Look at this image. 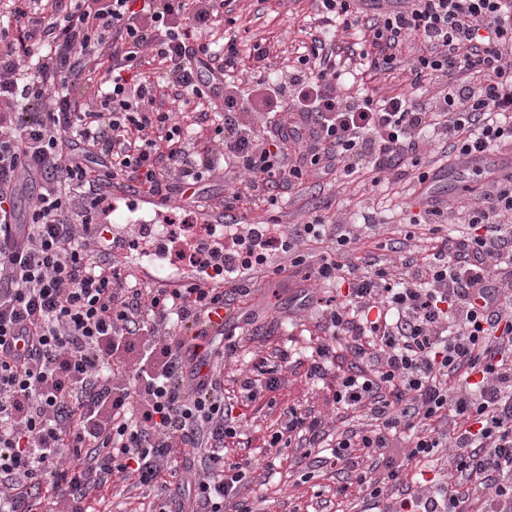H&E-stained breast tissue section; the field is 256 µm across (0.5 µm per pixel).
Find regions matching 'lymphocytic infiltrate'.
Returning a JSON list of instances; mask_svg holds the SVG:
<instances>
[{
	"label": "lymphocytic infiltrate",
	"mask_w": 512,
	"mask_h": 512,
	"mask_svg": "<svg viewBox=\"0 0 512 512\" xmlns=\"http://www.w3.org/2000/svg\"><path fill=\"white\" fill-rule=\"evenodd\" d=\"M223 6L10 0L0 26V512H32L34 498L46 512H105L113 482L167 486L188 448L204 450L202 471L154 512H258L242 495L252 461H225L224 442L242 432L239 397L274 390L282 367L252 358L238 396L225 395L214 360L235 362L237 340L218 352L190 333L248 296L250 273L290 278L304 241L327 249L314 279L348 285L341 299L302 296L317 302L329 333L307 376L326 378L344 337L369 366L340 378L332 401L370 425L331 439L324 417L290 407L270 447L304 443L319 466L346 473L338 495L364 489L370 512H512V172L459 210L469 233L431 237L426 255L393 270L364 267L357 235L317 217L288 234L277 224L223 225L208 247L211 287L156 288L108 260L121 240L98 221L112 209L102 191L110 181L184 196L229 162L246 174L233 201L274 204L313 169L403 178L429 129L453 162L511 145L512 0H391L376 13L378 55L360 59L388 70L400 42L418 41L412 88L447 80L426 103L340 92L319 38L287 76L241 101L235 44L218 53L198 38ZM193 49L222 83L224 110L203 154L158 98L169 87L183 105L213 103L185 63ZM84 81L93 91L81 111ZM259 112L272 114L271 128L257 129ZM28 188L22 213L15 199ZM412 462L428 476L408 478Z\"/></svg>",
	"instance_id": "f902f5d3"
}]
</instances>
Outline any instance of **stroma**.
<instances>
[{
  "mask_svg": "<svg viewBox=\"0 0 512 512\" xmlns=\"http://www.w3.org/2000/svg\"><path fill=\"white\" fill-rule=\"evenodd\" d=\"M369 23L365 17L359 26L336 32V63L343 72L356 75L355 81L347 85L348 92L409 89L406 64L418 53L416 41L407 40L399 46V64L394 69L358 70L359 59L350 50L366 42ZM327 27L313 0H227L217 20L203 30L202 37L219 43H236L239 49L236 83L239 96L245 98L257 95L260 76L277 78L285 74L289 65L295 63L300 47L320 36ZM257 45L266 53L265 68L259 74L253 71L252 49ZM445 149L441 141L425 145L420 153V168L429 172L439 167L447 169L448 176L440 189L445 192L449 207L454 208L476 200L485 180L473 172L463 173L449 167ZM424 208L413 182L375 187L369 177L357 173L336 180L307 176L299 188L282 194L276 205H255L247 213L256 222L275 221L287 231L316 216L338 224L357 225L361 237L391 241V248L373 249L366 254L372 264L385 267L414 250V242L406 240L403 230L410 217ZM241 311L251 317L249 333L240 341L243 352L257 351L274 360L283 354L288 357V366L272 396L275 406H268V399L263 397L240 402L237 411L243 416L244 434L226 443V460L249 456L256 464L246 496L265 497L271 512H359L364 497L359 487H350L346 499L335 496L336 487L346 481L345 474L315 468L313 460L306 458L303 467L313 469L315 478L310 483L302 482L300 470L291 469L289 460L276 457L274 449L268 446L269 434L281 410L295 406L327 416L332 414L326 400L338 378L353 364L352 354L346 348H338L336 364L324 382L317 384L308 379L306 366L297 356L323 341L328 333L314 311L302 307L300 299L278 291L272 273H262L254 279L252 293Z\"/></svg>",
  "mask_w": 512,
  "mask_h": 512,
  "instance_id": "35a3bbf8",
  "label": "stroma"
}]
</instances>
